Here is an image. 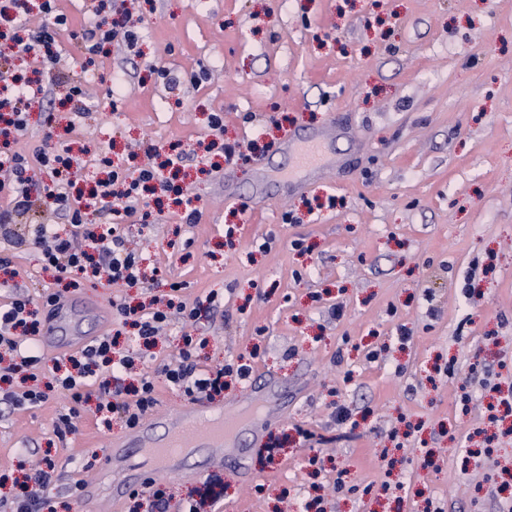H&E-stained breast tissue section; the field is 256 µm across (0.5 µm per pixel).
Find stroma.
<instances>
[{"label":"stroma","instance_id":"stroma-1","mask_svg":"<svg viewBox=\"0 0 512 512\" xmlns=\"http://www.w3.org/2000/svg\"><path fill=\"white\" fill-rule=\"evenodd\" d=\"M97 5L57 2L71 68L83 62L73 33L113 18ZM140 12L137 46L111 47L87 73L86 111L51 87L52 125L32 113L17 146L34 155L54 131L82 149L91 177L101 152L134 170L146 147L180 145L200 215L188 224L166 204L150 224L127 218L121 232L142 252L144 284L84 279L65 290L78 316L59 338L99 336L112 302L147 305L183 283L181 300L200 308L191 332L209 340L199 367L250 359L260 393L285 410L268 430L276 464L240 435L251 477H222L217 512H305L314 483L328 512H426L430 503L507 512L512 502L474 485L512 473V429L489 425L482 387L512 397V0H140ZM160 67L180 83L158 79ZM214 112L223 134L210 128ZM335 119L344 128L327 140L325 178L287 193L289 136ZM215 138L262 150L202 171L200 146ZM228 183L236 199H225ZM4 254L48 317L41 293L55 281L37 252L22 243ZM109 330L153 375L156 414L175 412L183 398L161 369L178 352L181 322L146 353L120 317ZM340 405L351 413L342 424ZM70 406L61 392L20 410L0 402V474L23 477L48 455L56 512H152L145 495L116 507L72 495L76 481L99 477L102 448L128 429L117 417L103 424L89 404L76 433L58 436ZM299 425L312 440L299 438ZM315 454L314 478L306 463ZM340 469L371 493L333 491ZM218 476L200 459L155 481L170 512H182Z\"/></svg>","mask_w":512,"mask_h":512}]
</instances>
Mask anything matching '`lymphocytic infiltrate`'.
<instances>
[{"label":"lymphocytic infiltrate","instance_id":"obj_1","mask_svg":"<svg viewBox=\"0 0 512 512\" xmlns=\"http://www.w3.org/2000/svg\"><path fill=\"white\" fill-rule=\"evenodd\" d=\"M40 8L46 21L40 30L30 33L26 30L27 0H0V197L5 200L0 206V242L10 245L29 241L39 251L43 270L52 271L60 278L90 269L105 273L113 284L136 283L141 276L142 257L127 246L120 226L127 217L148 207L140 186L153 181L169 186L170 178L165 170L181 163L183 154L179 151L169 154L162 164L141 165L138 178L131 181L120 168H112L108 179L98 182L85 196L75 191L83 177L84 161L55 142L52 134H45L35 159H28L13 148L12 140L25 130L29 113L35 109L47 111L50 105L42 79L17 75L14 60L20 57L54 63L58 55L57 38L68 28V18L57 10L55 0H42ZM139 25V19L124 14L110 26L98 24L88 29L82 36L85 67L94 66L105 47L134 46ZM40 171L49 175L51 183L45 186L43 196L34 199L28 185ZM97 205L108 206L111 223L86 224V209ZM29 303L27 296L18 293L10 303L0 306V348H6L11 355L8 371L12 374L35 371L41 361L37 344L40 322L31 319ZM116 311L124 320L139 325L141 336L147 339L156 337L172 315H179L186 326L192 325L198 316L197 308L183 303L172 313L160 307L137 310L121 303ZM195 346L193 336L184 334L176 361L162 368L167 381L183 397L212 400L223 395L225 377L249 378L250 368L242 363L199 368L194 360ZM83 354L90 359H101L105 366L96 387H89L86 381L69 374L12 397V406L44 402L50 391L56 389L66 392L73 405L55 424L56 434L62 437L76 433L74 420L80 414L79 407L92 397L98 400V411L122 414L130 428L157 406L156 387L150 375H143L134 390L123 387L122 374L129 361L113 359L110 335L92 340ZM55 472V461L42 458L29 476L31 489L12 502V512H49L51 505L43 491L52 483Z\"/></svg>","mask_w":512,"mask_h":512}]
</instances>
